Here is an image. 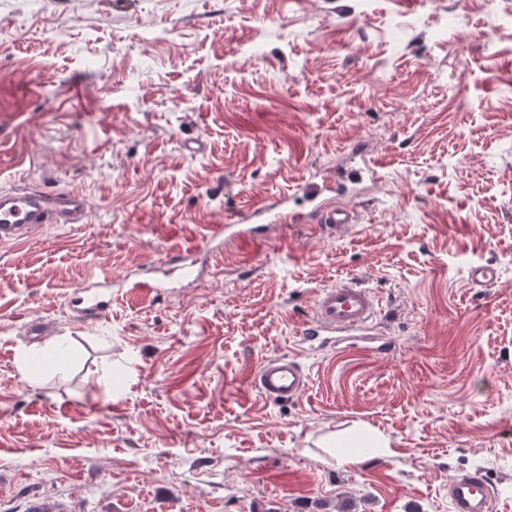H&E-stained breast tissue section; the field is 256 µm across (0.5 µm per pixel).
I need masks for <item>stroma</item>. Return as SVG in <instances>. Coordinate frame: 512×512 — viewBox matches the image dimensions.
Listing matches in <instances>:
<instances>
[{"mask_svg":"<svg viewBox=\"0 0 512 512\" xmlns=\"http://www.w3.org/2000/svg\"><path fill=\"white\" fill-rule=\"evenodd\" d=\"M512 0H0V189L82 192L80 224L0 245V512H512ZM462 75L448 84L449 69ZM366 149L358 221L203 249ZM210 275L68 300L170 249ZM499 270L486 291L472 266ZM373 289L395 348L296 351L316 290ZM46 323L43 336L26 328ZM61 337L63 364L19 358ZM295 357L299 398L258 367ZM367 430L387 455L328 448ZM83 288L74 297L69 299V304L77 308L84 318L97 315L112 306V292L107 281L87 283L79 287ZM253 384L266 398L288 400L298 398L303 393L307 376L294 359L279 356L270 358L259 366ZM448 501L451 512H491L494 491L481 475L450 478Z\"/></svg>","mask_w":512,"mask_h":512,"instance_id":"stroma-1","label":"stroma"}]
</instances>
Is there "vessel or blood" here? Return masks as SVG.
<instances>
[{"instance_id": "1", "label": "vessel or blood", "mask_w": 512, "mask_h": 512, "mask_svg": "<svg viewBox=\"0 0 512 512\" xmlns=\"http://www.w3.org/2000/svg\"><path fill=\"white\" fill-rule=\"evenodd\" d=\"M308 203L307 213L290 212L287 198L266 200L251 208L237 224L216 226L211 239L233 241L259 239L265 225L301 223L320 224L334 230L354 223L355 214L348 206L329 196L324 184L308 180L302 187ZM88 212V201L79 193H54L25 188L0 191V244H15L28 238L44 224H79ZM190 252L169 251L157 270L121 281L128 294L161 295L173 287L177 277L187 274ZM70 304L83 317L97 315L112 305V293L106 283L84 284ZM378 304L371 290L351 281L318 292L314 316L297 333L300 351L356 349L368 354H386L393 344L377 322ZM253 384L260 394L273 400L299 397L306 388L307 376L299 364L287 356L266 360L257 369ZM451 512H492L494 491L484 477L467 475L448 481Z\"/></svg>"}]
</instances>
